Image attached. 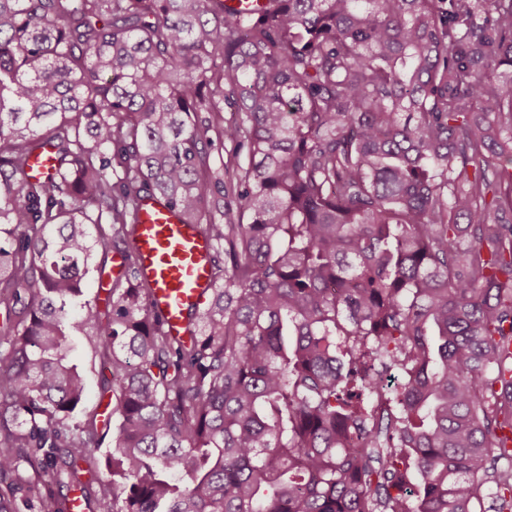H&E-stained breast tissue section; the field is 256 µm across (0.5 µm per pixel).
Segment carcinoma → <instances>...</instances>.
I'll use <instances>...</instances> for the list:
<instances>
[{
  "mask_svg": "<svg viewBox=\"0 0 512 512\" xmlns=\"http://www.w3.org/2000/svg\"><path fill=\"white\" fill-rule=\"evenodd\" d=\"M155 198L215 244L188 341ZM0 309V512H512V0H0ZM130 245L151 309L169 336H187L190 314L212 288L213 244L198 224H185L167 202L150 200L134 224ZM72 357L77 364L82 366L87 376L88 395L84 404L85 412H90L95 409L101 412L108 401V396L104 398L101 407L98 408L101 400L98 375L101 361L99 353H95L80 344L72 352Z\"/></svg>",
  "mask_w": 512,
  "mask_h": 512,
  "instance_id": "carcinoma-1",
  "label": "carcinoma"
}]
</instances>
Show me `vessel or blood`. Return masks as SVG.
I'll return each mask as SVG.
<instances>
[{
    "label": "vessel or blood",
    "mask_w": 512,
    "mask_h": 512,
    "mask_svg": "<svg viewBox=\"0 0 512 512\" xmlns=\"http://www.w3.org/2000/svg\"><path fill=\"white\" fill-rule=\"evenodd\" d=\"M130 245L151 290V309L167 334L185 336L191 313L212 286L213 244L199 225L182 221L167 202L148 201Z\"/></svg>",
    "instance_id": "obj_1"
}]
</instances>
